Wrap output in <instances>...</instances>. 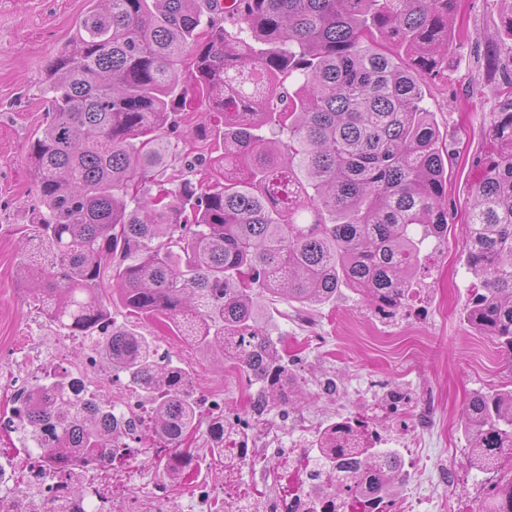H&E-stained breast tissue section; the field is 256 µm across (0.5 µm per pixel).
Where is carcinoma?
Segmentation results:
<instances>
[{
	"label": "carcinoma",
	"instance_id": "obj_1",
	"mask_svg": "<svg viewBox=\"0 0 512 512\" xmlns=\"http://www.w3.org/2000/svg\"><path fill=\"white\" fill-rule=\"evenodd\" d=\"M49 66L48 121L29 149L39 218L25 280L63 336H81L138 393L144 414L117 418L74 379L27 394L25 420L69 468L112 459L147 425L172 475L199 419L191 375L111 309L154 317L260 384L250 413L292 401L265 301L325 303L340 288L376 313L407 303L428 239L448 231L447 166L428 78L441 70L461 0H90ZM190 84L213 124L181 133L175 98ZM202 152L176 165L171 139ZM204 176L189 178L187 170ZM466 265L480 287L468 324L512 355V96L472 186ZM464 428L472 463H512V388L474 393ZM328 488L366 498L402 462L342 419L309 444ZM481 512H512V480Z\"/></svg>",
	"mask_w": 512,
	"mask_h": 512
}]
</instances>
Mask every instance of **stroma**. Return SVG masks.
Listing matches in <instances>:
<instances>
[{"label":"stroma","mask_w":512,"mask_h":512,"mask_svg":"<svg viewBox=\"0 0 512 512\" xmlns=\"http://www.w3.org/2000/svg\"><path fill=\"white\" fill-rule=\"evenodd\" d=\"M89 8V0H0V452L20 465L28 460L29 444L14 420L20 387L56 371L81 380L109 404L137 397L127 382H113L105 360L85 371L82 338L58 336L20 276L24 230L38 215L28 146L48 116L46 72ZM511 12L512 0H463L462 34L448 51V76L427 83L424 103L456 157L447 187L453 215L447 239L425 246L405 308L382 318L348 288L323 304L270 302L263 325L282 339L305 399L288 412L275 408L255 421L247 435L261 459L251 467L215 459L208 424L200 422L192 440L191 480L219 491L230 476L265 485L268 471L301 438L297 420L307 421L314 434L346 417L362 420L379 447L398 451L403 479L393 499L413 498L415 512H448L452 500L466 512H478L489 493L512 478L510 470L470 464L463 422L474 392L512 383V357L464 318L474 282L465 264V213L501 101L502 73L489 66L487 53L491 35ZM139 327L191 373L196 398L223 400L225 424L246 417L251 390L235 367L217 365L158 319H140ZM330 380L336 391L328 395L323 387ZM402 423L415 433L416 444L396 438Z\"/></svg>","instance_id":"35a3bbf8"}]
</instances>
